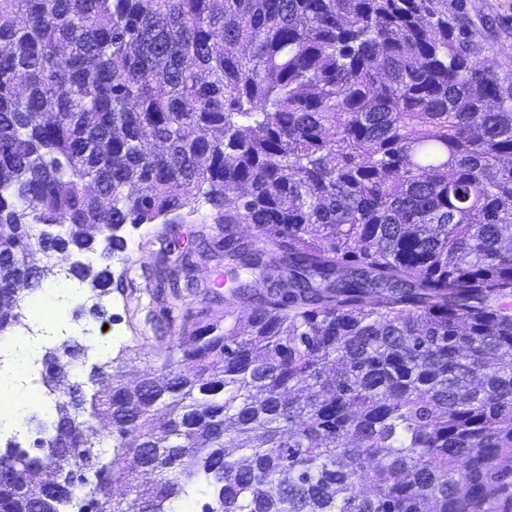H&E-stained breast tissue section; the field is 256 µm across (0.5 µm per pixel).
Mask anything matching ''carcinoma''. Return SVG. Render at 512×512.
I'll list each match as a JSON object with an SVG mask.
<instances>
[{
	"label": "carcinoma",
	"mask_w": 512,
	"mask_h": 512,
	"mask_svg": "<svg viewBox=\"0 0 512 512\" xmlns=\"http://www.w3.org/2000/svg\"><path fill=\"white\" fill-rule=\"evenodd\" d=\"M463 29L448 0H0V335L58 276L36 224L123 252L202 200L224 257L279 267L134 388L45 354L68 392L51 449L0 452V512H173L199 476L202 512H512V62Z\"/></svg>",
	"instance_id": "obj_1"
}]
</instances>
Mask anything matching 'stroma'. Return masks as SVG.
Listing matches in <instances>:
<instances>
[{
	"label": "stroma",
	"instance_id": "1",
	"mask_svg": "<svg viewBox=\"0 0 512 512\" xmlns=\"http://www.w3.org/2000/svg\"><path fill=\"white\" fill-rule=\"evenodd\" d=\"M448 13L466 20V37L476 46L479 61L490 66L512 61V0H448ZM208 211L201 206L199 215L174 228L125 225V255L94 262L96 270H111L113 280L124 283L123 289L102 296L104 316L88 315L93 289L87 282L76 284L74 293L53 300V317L40 335L1 359L0 366L14 375L25 372L39 378L43 355L60 348L64 340L76 339L85 361L75 371L78 379H86L90 365L100 361L95 348L103 345L110 356L120 358L125 380L133 384L159 369L181 331L223 323L228 314L249 315V303L225 302L226 288L208 280L210 273L224 269L223 235L201 219ZM164 268L187 278L189 286L179 298L160 297L158 272Z\"/></svg>",
	"mask_w": 512,
	"mask_h": 512
}]
</instances>
